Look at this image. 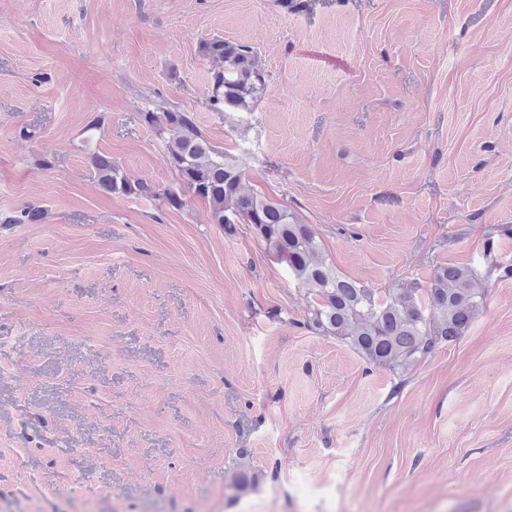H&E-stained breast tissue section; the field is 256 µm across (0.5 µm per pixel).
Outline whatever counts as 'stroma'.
<instances>
[{
  "label": "stroma",
  "instance_id": "stroma-1",
  "mask_svg": "<svg viewBox=\"0 0 512 512\" xmlns=\"http://www.w3.org/2000/svg\"><path fill=\"white\" fill-rule=\"evenodd\" d=\"M213 37L253 111L208 106ZM173 107L377 295L512 265V0H0V214L43 212L0 226V512H512V277L373 366L252 225L98 186L96 118L178 188L141 117ZM203 58L219 65L211 71L207 102L217 112H249L265 92L264 74L255 66L253 49L214 37L199 46Z\"/></svg>",
  "mask_w": 512,
  "mask_h": 512
}]
</instances>
